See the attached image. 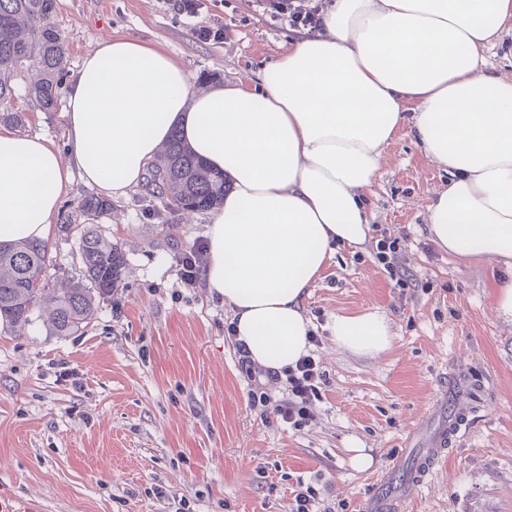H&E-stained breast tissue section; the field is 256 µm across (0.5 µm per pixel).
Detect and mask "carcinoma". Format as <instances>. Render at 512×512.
Returning a JSON list of instances; mask_svg holds the SVG:
<instances>
[{"instance_id": "obj_1", "label": "carcinoma", "mask_w": 512, "mask_h": 512, "mask_svg": "<svg viewBox=\"0 0 512 512\" xmlns=\"http://www.w3.org/2000/svg\"><path fill=\"white\" fill-rule=\"evenodd\" d=\"M55 12V0H0V105L13 98L15 77L33 61L39 75L27 86V95L44 110L56 107L68 37L58 29ZM148 172L156 198L176 213L212 210L224 203L229 189L224 173L203 164L176 135ZM111 210L110 200L84 195L77 209L61 213V231L74 238L79 265L63 288L52 283L47 244H0V319L25 326L38 311L57 336L88 324L97 303L120 286L126 265L121 247L101 225L91 223Z\"/></svg>"}]
</instances>
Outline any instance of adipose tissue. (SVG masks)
I'll use <instances>...</instances> for the list:
<instances>
[{
	"mask_svg": "<svg viewBox=\"0 0 512 512\" xmlns=\"http://www.w3.org/2000/svg\"><path fill=\"white\" fill-rule=\"evenodd\" d=\"M511 35L512 0H331L322 31L294 39L260 86L201 93L160 46L102 39L70 84L66 150L0 126V242L49 240L74 181L125 195L179 134L231 182L207 223L206 286L252 362L283 371L311 348L303 301L334 247L368 239L361 194L404 127L450 176L431 239L512 267V76L481 67ZM331 332L364 357L394 341L375 310L336 315Z\"/></svg>",
	"mask_w": 512,
	"mask_h": 512,
	"instance_id": "obj_1",
	"label": "adipose tissue"
}]
</instances>
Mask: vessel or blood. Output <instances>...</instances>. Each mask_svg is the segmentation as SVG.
I'll use <instances>...</instances> for the list:
<instances>
[{"label": "vessel or blood", "instance_id": "obj_1", "mask_svg": "<svg viewBox=\"0 0 512 512\" xmlns=\"http://www.w3.org/2000/svg\"><path fill=\"white\" fill-rule=\"evenodd\" d=\"M459 376L443 379L436 389V404L448 409V421L429 438L413 458H393L379 477L375 490L363 501L361 512H405L410 490L427 480L448 446L466 432L471 407L460 391Z\"/></svg>", "mask_w": 512, "mask_h": 512}]
</instances>
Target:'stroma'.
I'll return each mask as SVG.
<instances>
[{
	"instance_id": "35a3bbf8",
	"label": "stroma",
	"mask_w": 512,
	"mask_h": 512,
	"mask_svg": "<svg viewBox=\"0 0 512 512\" xmlns=\"http://www.w3.org/2000/svg\"><path fill=\"white\" fill-rule=\"evenodd\" d=\"M195 2L186 13L175 0H56L65 79L99 40L131 35L161 45L193 86L254 84L301 34L269 21L257 0ZM28 79L17 76L7 109L23 113L24 133L64 145L63 110H41ZM448 180L409 130L386 147L362 196L367 242L336 247L303 302L324 381L314 420L297 430L261 421L226 332L230 310L203 282L178 278L205 214L168 212L145 182L113 199L101 223L125 254L124 284L91 322L68 336L41 317L23 330L0 322V495L34 512H176L182 499L194 512H291L304 483L319 493L317 512H359L412 427L439 425L432 393L458 370L469 431L411 490L406 512H512V322L493 310L512 269L458 260L432 241L428 207ZM384 232L400 240L409 287L375 257ZM370 308L390 319L391 348L375 358L337 349L333 316ZM356 448L369 469L353 467Z\"/></svg>"
}]
</instances>
